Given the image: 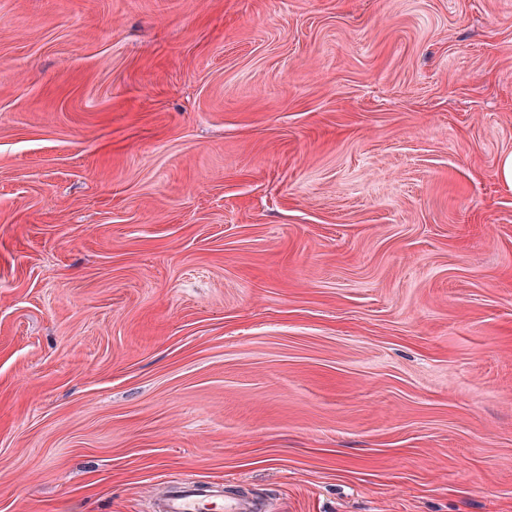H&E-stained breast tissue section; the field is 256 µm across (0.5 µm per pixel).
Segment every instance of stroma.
Here are the masks:
<instances>
[{
  "instance_id": "1",
  "label": "stroma",
  "mask_w": 512,
  "mask_h": 512,
  "mask_svg": "<svg viewBox=\"0 0 512 512\" xmlns=\"http://www.w3.org/2000/svg\"><path fill=\"white\" fill-rule=\"evenodd\" d=\"M512 0H0V512H512ZM258 508L245 498L224 500L212 496L205 485L175 486L160 504L161 512H254Z\"/></svg>"
}]
</instances>
